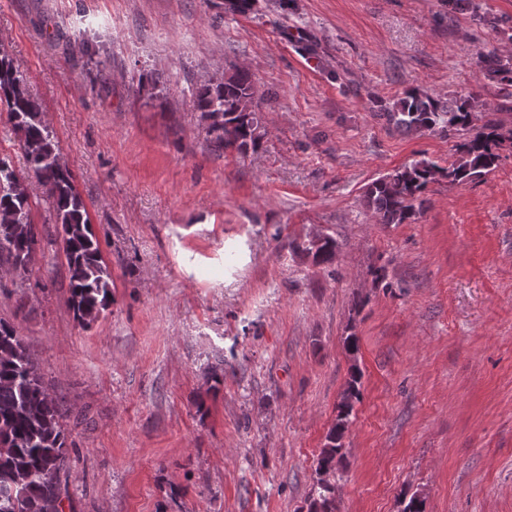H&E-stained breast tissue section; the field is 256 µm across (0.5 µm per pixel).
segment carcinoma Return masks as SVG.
<instances>
[{
  "label": "carcinoma",
  "instance_id": "carcinoma-1",
  "mask_svg": "<svg viewBox=\"0 0 512 512\" xmlns=\"http://www.w3.org/2000/svg\"><path fill=\"white\" fill-rule=\"evenodd\" d=\"M472 97L447 105L424 90L412 89L387 106L382 117L405 132L439 128L445 132L473 127ZM194 105L207 122L218 149L254 150L263 137L260 102L252 75L237 69L197 88ZM0 112L18 135L28 171L41 184L59 226L69 272L70 303L79 323L97 321L112 303L111 275L91 229L85 204L66 165L58 163L61 146L45 122L42 104L30 93L14 61L0 49ZM512 151V129L483 128L457 145L459 158L445 167L421 160L368 183L363 205L384 224H403L416 216L414 201L431 183L479 178L494 170L500 151ZM29 177L0 158V265L20 279L28 273L39 243L32 219ZM306 251L314 260L335 256L336 241L323 237ZM361 373L352 367L336 406V419L316 459L315 496L308 512H336L331 476L344 458L342 438L359 396ZM64 404L43 381L27 345L0 321V512H59L58 473L67 452Z\"/></svg>",
  "mask_w": 512,
  "mask_h": 512
}]
</instances>
